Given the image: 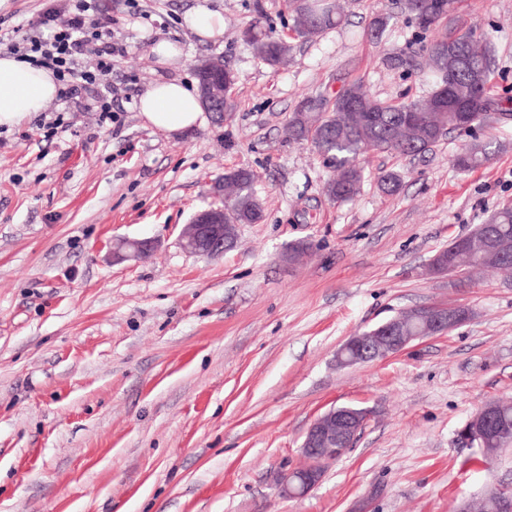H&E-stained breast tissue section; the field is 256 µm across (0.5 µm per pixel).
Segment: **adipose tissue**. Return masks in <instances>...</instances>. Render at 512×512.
Segmentation results:
<instances>
[{
    "mask_svg": "<svg viewBox=\"0 0 512 512\" xmlns=\"http://www.w3.org/2000/svg\"><path fill=\"white\" fill-rule=\"evenodd\" d=\"M58 94L49 71L0 55V125L20 124ZM139 111L148 126L166 133L192 129L203 115L196 91L175 78L152 83L139 98Z\"/></svg>",
    "mask_w": 512,
    "mask_h": 512,
    "instance_id": "ef3b65f1",
    "label": "adipose tissue"
}]
</instances>
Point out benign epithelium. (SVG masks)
<instances>
[{"label": "benign epithelium", "instance_id": "1", "mask_svg": "<svg viewBox=\"0 0 512 512\" xmlns=\"http://www.w3.org/2000/svg\"><path fill=\"white\" fill-rule=\"evenodd\" d=\"M202 74L199 82L200 99L205 111L227 123L232 113L224 111L222 87L214 85L212 72L224 71V64L210 59L198 65ZM235 243L234 225L224 223V209L209 208L197 212L186 225L181 238L182 248L194 255L214 256L230 249ZM153 250L148 240H121L114 257L145 258ZM414 314L426 323L422 333L404 336L398 319L393 318L375 329L357 333L337 350L336 362L341 366L383 360L404 351L410 344L428 335L447 333L465 323L469 310L457 306L425 305L414 308ZM367 410L352 406H337L319 416L308 428L302 442L305 464L282 474L280 493L299 498L305 496L321 480L325 465L348 453L359 439L367 422ZM499 434L496 411L492 402L481 406L459 431L469 445L485 448V443Z\"/></svg>", "mask_w": 512, "mask_h": 512}]
</instances>
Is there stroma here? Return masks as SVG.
Returning <instances> with one entry per match:
<instances>
[{
	"mask_svg": "<svg viewBox=\"0 0 512 512\" xmlns=\"http://www.w3.org/2000/svg\"><path fill=\"white\" fill-rule=\"evenodd\" d=\"M253 2L95 0L127 47L106 78L121 126L59 98L49 107L70 126L58 137L41 138L35 113L0 126V512H453L512 487V447L473 466L478 448L458 437L484 403L512 397V275L429 270L512 205V119L482 130L494 151L484 167H452L466 140L455 132L415 157L371 153L360 194L334 203L322 157L286 140L289 116L302 96L354 80L382 99L429 94L431 73L385 65L422 34L396 0H348L340 27L305 41L282 0H261L293 44L275 70L240 36ZM201 6L223 18L220 38L186 24ZM50 7L64 14L71 0H0V33ZM379 13L390 21L374 38ZM443 25L489 43L492 92L512 97V0H456ZM163 39L181 50L165 67L151 52ZM208 57L236 74L232 122L145 125L146 88L196 85ZM241 166L256 174L263 222L239 225L221 255L186 253L184 224ZM384 171L399 174L397 194L379 190ZM119 238L155 251L113 261ZM432 304L472 317L388 359L337 366L349 336ZM342 405L369 413L356 446L308 495L281 497L307 428Z\"/></svg>",
	"mask_w": 512,
	"mask_h": 512,
	"instance_id": "35a3bbf8",
	"label": "stroma"
}]
</instances>
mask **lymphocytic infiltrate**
<instances>
[{"label": "lymphocytic infiltrate", "instance_id": "1", "mask_svg": "<svg viewBox=\"0 0 512 512\" xmlns=\"http://www.w3.org/2000/svg\"><path fill=\"white\" fill-rule=\"evenodd\" d=\"M66 19L45 10L22 37L5 36L0 45L31 65L51 71L62 85L64 99H88L102 127L122 122L112 104V89L102 78L111 73L116 58L127 48L112 39V20L99 16L93 0H73Z\"/></svg>", "mask_w": 512, "mask_h": 512}]
</instances>
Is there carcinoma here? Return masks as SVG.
<instances>
[{"mask_svg": "<svg viewBox=\"0 0 512 512\" xmlns=\"http://www.w3.org/2000/svg\"><path fill=\"white\" fill-rule=\"evenodd\" d=\"M447 10H424L416 15L407 13L408 19L424 34L432 38L408 51L387 58L392 70L429 68L436 78L435 88L426 97L401 102H388L369 94L364 84L354 81L343 85L336 94L305 96L288 118L285 134L289 140L308 143L324 158L326 165L336 172L324 187L329 200L342 203L353 199L365 180V168L361 157L369 150L390 152L399 156H415L426 153L439 142L431 130L439 127L451 133L456 130V113L429 110L431 99L445 93L457 103L478 101L469 113L472 125L482 129L496 120V115L512 113L511 98H497L491 93V69L486 54L488 45H481L473 34L443 33L439 27L452 11L456 0H446ZM285 11L293 18V30L297 37L312 41L338 26L343 12L334 0H283ZM253 21L247 25L252 32L249 45L254 54L267 66H280L283 55L292 53L290 42L276 38L266 28L267 17L261 0H255ZM448 38L461 47L471 59L473 69L481 75V85L473 83L469 76H461L451 87H444L441 73L451 60L439 53L440 42ZM236 76L229 66H224V111L235 112L232 96ZM356 99L364 111L352 115L346 111L348 100ZM490 160L489 146L475 140L453 158V166L460 171H470L486 165ZM255 174L248 168L233 170V178L224 180V209L231 213V224H256L263 218V206L258 203L254 191ZM379 189L388 195L398 192L399 175L388 171L378 177ZM512 242V206L497 209L483 223L476 225L461 237L460 242H450L442 255L459 272L487 267L505 268L495 254L490 252V242ZM496 416L503 432L496 443L487 446L481 462L486 463L501 448L512 444V400H497Z\"/></svg>", "mask_w": 512, "mask_h": 512, "instance_id": "1", "label": "carcinoma"}]
</instances>
